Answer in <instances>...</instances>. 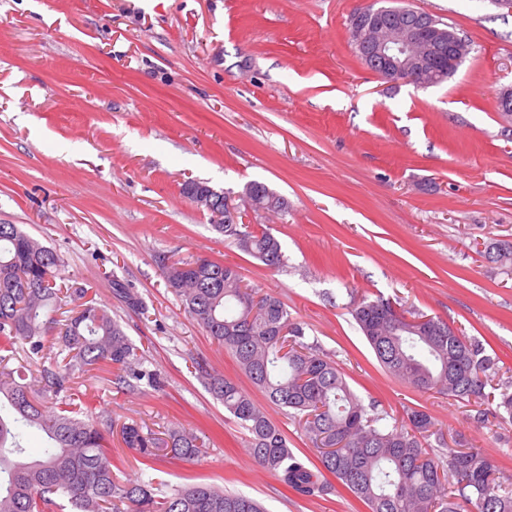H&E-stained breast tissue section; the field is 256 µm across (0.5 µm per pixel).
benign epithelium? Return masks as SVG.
Instances as JSON below:
<instances>
[{
	"label": "benign epithelium",
	"mask_w": 512,
	"mask_h": 512,
	"mask_svg": "<svg viewBox=\"0 0 512 512\" xmlns=\"http://www.w3.org/2000/svg\"><path fill=\"white\" fill-rule=\"evenodd\" d=\"M384 12L382 8L367 6L360 15L363 21L355 27V33L371 70L386 78L397 75L416 84L423 79L416 72L428 71L440 62V53L448 49V70L452 71L466 59L470 53L467 38L456 30L441 29L420 14L416 25L385 24L377 19ZM189 196L207 204L216 215L215 222H224V213L235 214L236 196L224 191L218 192L210 187L196 185L188 188Z\"/></svg>",
	"instance_id": "1"
}]
</instances>
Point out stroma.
I'll return each mask as SVG.
<instances>
[{
	"label": "stroma",
	"mask_w": 512,
	"mask_h": 512,
	"mask_svg": "<svg viewBox=\"0 0 512 512\" xmlns=\"http://www.w3.org/2000/svg\"><path fill=\"white\" fill-rule=\"evenodd\" d=\"M371 0H0V223L59 257V286L84 288L139 347L162 389L76 378L120 462L121 479L163 492L213 483L269 512H368L342 484L303 497L246 453V435L195 371L203 362L252 390L297 454L313 451L184 311L165 264L208 258L277 296L364 401L401 420L416 407L445 441L482 449L512 487V422L421 393L378 363L352 315L361 299L438 317L512 369V271L481 252L512 240V11L491 0H410L452 24L472 51L447 82L419 88L373 73L349 39ZM288 202L248 214L270 226L287 264L272 271L225 243L186 181ZM121 282L142 300L128 306ZM194 429L199 461L142 460L119 428Z\"/></svg>",
	"instance_id": "stroma-1"
}]
</instances>
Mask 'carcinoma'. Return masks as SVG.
Instances as JSON below:
<instances>
[{
	"mask_svg": "<svg viewBox=\"0 0 512 512\" xmlns=\"http://www.w3.org/2000/svg\"><path fill=\"white\" fill-rule=\"evenodd\" d=\"M288 204L267 185L250 182L240 208L254 213L270 201ZM215 225L224 242L270 269L285 263L280 242L267 228ZM485 258L512 267V241H497ZM57 255L16 224H0V512H266L256 499L196 482L167 496L150 481H120L112 448L93 415L75 416L72 403L57 400L75 373L108 369L129 393L157 374L143 367L139 348L104 306L85 300L82 288L56 287ZM168 288L185 312L265 398L285 411L314 450L312 469L288 446V437L253 396L235 381L199 373L213 397L248 433L249 455L285 486L305 496L330 490L323 472L336 477L369 512H512V490L494 462L474 446L448 448L439 457L429 443L442 436L434 418L411 408L390 424L376 406L353 392L336 362L309 340L279 298L248 285L237 265L210 259L164 266ZM72 314L53 316L61 294ZM353 318L379 364L411 388L436 392L476 408L477 420L512 418V379L499 378L498 362L480 341L440 318L407 317L387 299L366 298ZM41 367L40 387L9 366L16 345ZM35 429L46 446L28 454L23 436ZM123 444L143 459L192 462L203 439L171 426L159 436L137 421L120 429Z\"/></svg>",
	"mask_w": 512,
	"mask_h": 512,
	"instance_id": "cac0c4a2",
	"label": "carcinoma"
}]
</instances>
